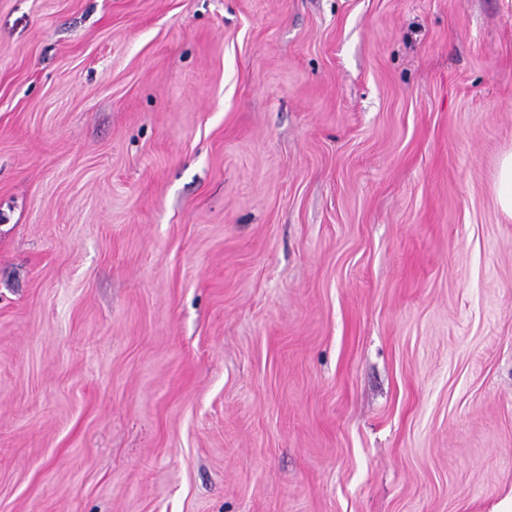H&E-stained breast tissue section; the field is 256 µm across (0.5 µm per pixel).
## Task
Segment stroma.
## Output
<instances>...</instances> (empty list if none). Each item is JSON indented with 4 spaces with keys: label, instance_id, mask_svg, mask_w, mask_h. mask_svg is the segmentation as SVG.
Returning <instances> with one entry per match:
<instances>
[{
    "label": "stroma",
    "instance_id": "stroma-1",
    "mask_svg": "<svg viewBox=\"0 0 512 512\" xmlns=\"http://www.w3.org/2000/svg\"><path fill=\"white\" fill-rule=\"evenodd\" d=\"M512 0H0V512H512ZM496 198L502 212L512 218V153L500 162Z\"/></svg>",
    "mask_w": 512,
    "mask_h": 512
}]
</instances>
